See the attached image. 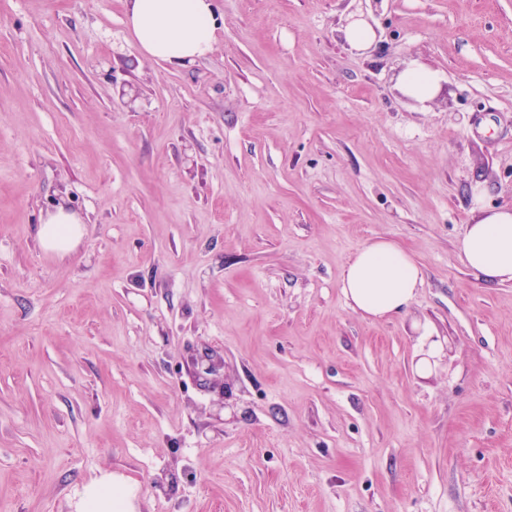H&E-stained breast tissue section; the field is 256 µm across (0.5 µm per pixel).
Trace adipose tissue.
<instances>
[{
	"instance_id": "ef3b65f1",
	"label": "adipose tissue",
	"mask_w": 512,
	"mask_h": 512,
	"mask_svg": "<svg viewBox=\"0 0 512 512\" xmlns=\"http://www.w3.org/2000/svg\"><path fill=\"white\" fill-rule=\"evenodd\" d=\"M128 30L141 54L183 66L214 50L216 20L212 0H126ZM472 217L457 241V252L484 284L512 282V209L486 208L475 197ZM86 227L65 207L56 208L40 225L42 246L70 254ZM424 283L414 257L389 238L360 248L345 265L339 288L362 318L384 321L404 314ZM130 487L102 477L85 491L86 512H123Z\"/></svg>"
}]
</instances>
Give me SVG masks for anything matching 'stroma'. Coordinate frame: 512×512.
Instances as JSON below:
<instances>
[{
  "label": "stroma",
  "mask_w": 512,
  "mask_h": 512,
  "mask_svg": "<svg viewBox=\"0 0 512 512\" xmlns=\"http://www.w3.org/2000/svg\"><path fill=\"white\" fill-rule=\"evenodd\" d=\"M214 7L174 67L125 0H0V512H512V283L456 250L476 185L512 209V0ZM379 236L425 273L388 321L339 288ZM345 40L356 50L368 48L374 41L371 30L359 20H353L344 31ZM441 81L438 72L418 63L406 68L399 77L402 92L419 103L431 99L440 88ZM85 233L86 226L64 206H59L42 219L39 238L46 250L65 256L72 252ZM414 328L419 331L422 346V356L416 364V370L420 376H427L432 369V363L443 350V343L436 339L427 324L415 323ZM131 495L130 487L104 476L88 485L82 505L87 510L80 512L126 511L124 508Z\"/></svg>",
  "instance_id": "1"
}]
</instances>
